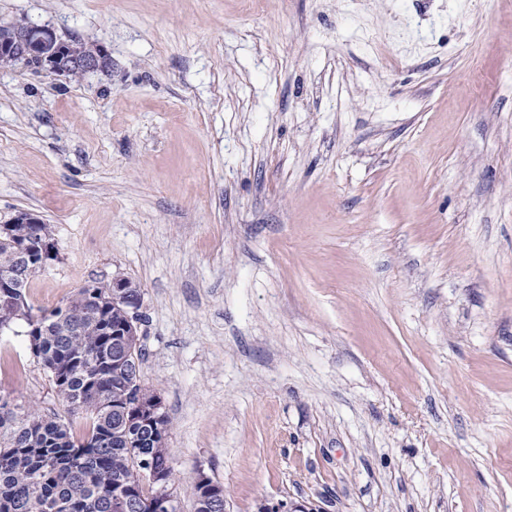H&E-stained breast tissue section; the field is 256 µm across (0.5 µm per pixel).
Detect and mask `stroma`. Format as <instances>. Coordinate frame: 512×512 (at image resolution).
I'll return each mask as SVG.
<instances>
[{"instance_id":"35a3bbf8","label":"stroma","mask_w":512,"mask_h":512,"mask_svg":"<svg viewBox=\"0 0 512 512\" xmlns=\"http://www.w3.org/2000/svg\"><path fill=\"white\" fill-rule=\"evenodd\" d=\"M107 73L0 67L32 310L124 277L141 381L224 512H512V0H0ZM0 394L68 414L24 324Z\"/></svg>"}]
</instances>
